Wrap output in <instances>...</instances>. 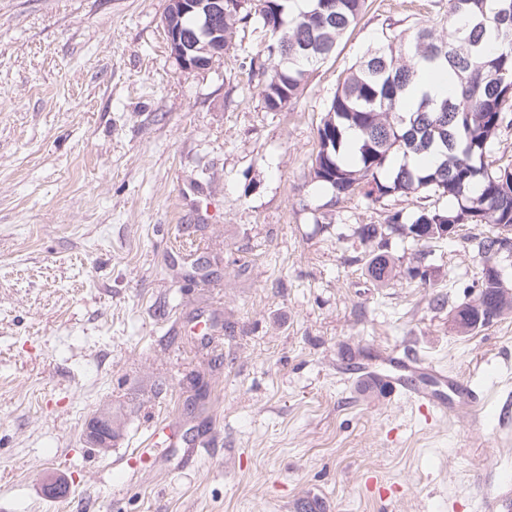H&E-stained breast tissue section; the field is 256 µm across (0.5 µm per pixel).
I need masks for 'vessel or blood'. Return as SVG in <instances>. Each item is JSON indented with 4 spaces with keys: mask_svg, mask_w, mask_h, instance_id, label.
I'll list each match as a JSON object with an SVG mask.
<instances>
[{
    "mask_svg": "<svg viewBox=\"0 0 512 512\" xmlns=\"http://www.w3.org/2000/svg\"><path fill=\"white\" fill-rule=\"evenodd\" d=\"M381 364L377 370L354 359L343 371L353 382L379 383L390 395L408 398L420 408L443 417L473 408L481 400L480 392L470 383L410 352L391 349Z\"/></svg>",
    "mask_w": 512,
    "mask_h": 512,
    "instance_id": "1",
    "label": "vessel or blood"
}]
</instances>
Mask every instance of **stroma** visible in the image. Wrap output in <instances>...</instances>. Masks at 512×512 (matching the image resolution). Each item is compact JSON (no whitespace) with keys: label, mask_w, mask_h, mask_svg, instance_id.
Instances as JSON below:
<instances>
[{"label":"stroma","mask_w":512,"mask_h":512,"mask_svg":"<svg viewBox=\"0 0 512 512\" xmlns=\"http://www.w3.org/2000/svg\"><path fill=\"white\" fill-rule=\"evenodd\" d=\"M369 3L297 106L270 112L242 65L261 31L187 70L167 0H0V512H303L310 492L327 512H504L512 315L448 326L492 225L392 240L396 265L420 249L432 276L380 287L357 229L419 198L335 203L310 175L344 70L387 24L448 15ZM394 347L482 404L442 419L338 370ZM98 413L106 450L84 436Z\"/></svg>","instance_id":"35a3bbf8"}]
</instances>
